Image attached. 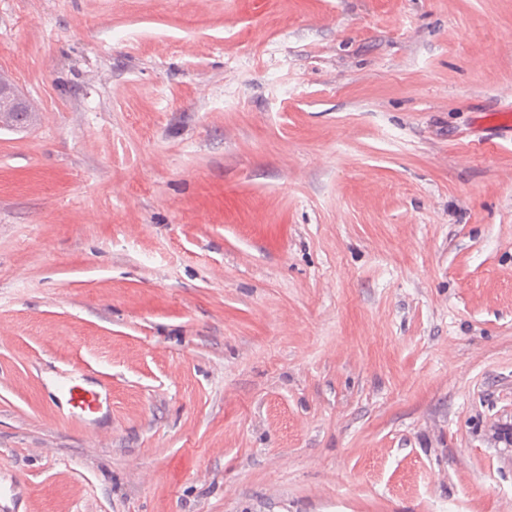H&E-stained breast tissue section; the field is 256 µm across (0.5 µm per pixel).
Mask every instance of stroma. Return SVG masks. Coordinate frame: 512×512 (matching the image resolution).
Returning <instances> with one entry per match:
<instances>
[{
	"mask_svg": "<svg viewBox=\"0 0 512 512\" xmlns=\"http://www.w3.org/2000/svg\"><path fill=\"white\" fill-rule=\"evenodd\" d=\"M0 77V512H512V0H0ZM19 108V100L13 90L0 82V112H10L4 125H21L26 123L33 115L32 109L25 103V112H14ZM3 125V126H4ZM80 370L79 365L72 364L62 371V391L72 406L80 409H94L97 406V395L76 384L77 375Z\"/></svg>",
	"mask_w": 512,
	"mask_h": 512,
	"instance_id": "1",
	"label": "stroma"
}]
</instances>
